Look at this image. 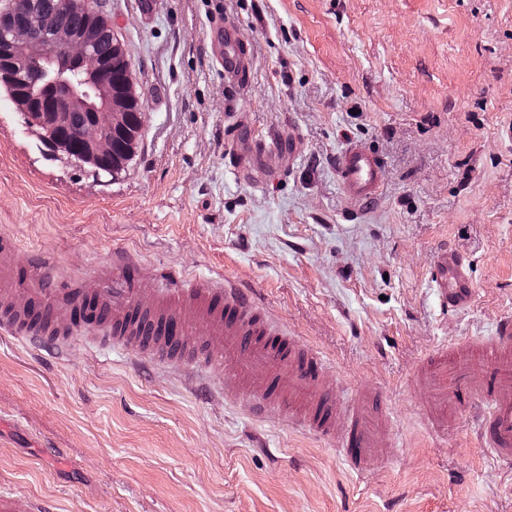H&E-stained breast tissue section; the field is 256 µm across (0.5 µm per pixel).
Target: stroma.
<instances>
[{
    "label": "stroma",
    "mask_w": 512,
    "mask_h": 512,
    "mask_svg": "<svg viewBox=\"0 0 512 512\" xmlns=\"http://www.w3.org/2000/svg\"><path fill=\"white\" fill-rule=\"evenodd\" d=\"M146 112L136 152L109 176L51 153L0 92V233L19 259L60 263L54 285L126 248L140 286L165 271L254 290L267 316L317 349L346 424L359 392L392 423L379 465L348 468L284 408L254 419L225 371L144 366L79 329L54 355L0 335V495L14 512H512V463L468 416L423 424L412 379L443 345L512 319V0H100ZM234 20L244 88L210 54ZM279 134L262 183L240 178L236 124ZM384 163L356 206L336 176L344 144ZM473 281L444 313L440 244Z\"/></svg>",
    "instance_id": "obj_1"
}]
</instances>
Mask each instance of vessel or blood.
Wrapping results in <instances>:
<instances>
[{
	"label": "vessel or blood",
	"mask_w": 512,
	"mask_h": 512,
	"mask_svg": "<svg viewBox=\"0 0 512 512\" xmlns=\"http://www.w3.org/2000/svg\"><path fill=\"white\" fill-rule=\"evenodd\" d=\"M237 40L232 21L211 29L212 53L225 80L238 86L248 71V59ZM336 171L350 202L365 205L378 197L384 170L375 153L347 144L336 159ZM14 250L12 238L1 235L0 333L64 349L77 333L71 321L74 309L84 298L94 299L105 342L154 364L197 370L220 365L236 380L225 387V397L250 396L254 415L292 403L289 420L338 445L350 469L361 471L381 462L389 437L380 395L354 398L347 426L338 428L322 356L283 327L272 325L253 290L176 277L168 288L148 294L138 286L139 260L117 249L101 274V287L51 295L44 283L55 275L53 256L34 253L22 267L14 260ZM465 268L464 258L447 246L437 248L431 282L442 311L455 312L466 304L471 281ZM196 324L206 326L207 340L189 341V330ZM476 362L483 370L478 381L471 374ZM416 379L428 393L422 411L431 428H447L449 419L476 411L483 446L497 459L512 461L511 319L502 321L491 339L438 348L423 359Z\"/></svg>",
	"instance_id": "vessel-or-blood-1"
}]
</instances>
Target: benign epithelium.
I'll return each mask as SVG.
<instances>
[{
    "mask_svg": "<svg viewBox=\"0 0 512 512\" xmlns=\"http://www.w3.org/2000/svg\"><path fill=\"white\" fill-rule=\"evenodd\" d=\"M71 7L62 0L55 12L34 5L25 14L0 10V84L52 151L115 175L140 136L143 117L134 107L141 95L129 70L114 76L97 57L96 29L75 34L64 25ZM51 70L57 74L50 80L53 94L31 93L29 86ZM74 112L87 115L84 124L73 125Z\"/></svg>",
    "mask_w": 512,
    "mask_h": 512,
    "instance_id": "obj_1",
    "label": "benign epithelium"
}]
</instances>
